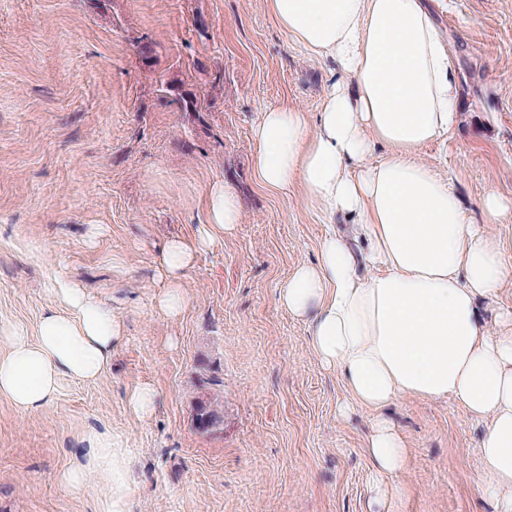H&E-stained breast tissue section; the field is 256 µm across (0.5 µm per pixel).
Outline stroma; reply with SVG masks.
<instances>
[{
    "label": "stroma",
    "instance_id": "35a3bbf8",
    "mask_svg": "<svg viewBox=\"0 0 512 512\" xmlns=\"http://www.w3.org/2000/svg\"><path fill=\"white\" fill-rule=\"evenodd\" d=\"M425 4L457 60L461 111L418 157L468 221L512 241V222L486 224L480 206L490 187L512 200V0ZM336 73L285 40L266 0H0V325L36 335L60 275L124 326L97 380H64L36 412L0 397V512H99L101 474L62 480L94 430L134 459L131 512H368L375 415L340 416V373L278 302L325 219L251 173L261 112H318ZM224 181L240 222L196 252L170 315L160 253L194 241ZM145 385L156 400L139 417L128 397ZM201 400L219 429H196ZM383 415L409 450L397 512H495L478 488L482 423L451 398L404 396Z\"/></svg>",
    "mask_w": 512,
    "mask_h": 512
}]
</instances>
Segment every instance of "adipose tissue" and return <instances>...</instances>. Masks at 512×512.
Listing matches in <instances>:
<instances>
[{
	"label": "adipose tissue",
	"mask_w": 512,
	"mask_h": 512,
	"mask_svg": "<svg viewBox=\"0 0 512 512\" xmlns=\"http://www.w3.org/2000/svg\"><path fill=\"white\" fill-rule=\"evenodd\" d=\"M266 3L288 42L339 66L317 116L288 106L262 112L252 175L271 191L300 188L327 219L344 215L354 227L350 237L327 230L315 262L288 276L278 299L290 317L309 322L312 350L340 373L341 415L377 414L366 439L370 512H390L406 493L408 450L380 415L406 395L452 397L483 423L478 485L496 512H512V311L494 336L479 314L512 278V242L470 223L448 181L416 159L456 126L454 59L422 0ZM380 143L386 154L368 163ZM238 215L235 188L216 184L194 245L167 243L160 272L168 288L158 303L169 314L186 303L181 279L196 251L231 233ZM363 263L374 275L359 274ZM55 293L65 312H47L33 339L7 330L0 354V396L24 411L45 407L63 378L96 379L123 334L99 298L61 279ZM86 442L84 463L64 482L79 487L88 471H100V512H130L129 458L108 433L91 432Z\"/></svg>",
	"instance_id": "obj_1"
}]
</instances>
